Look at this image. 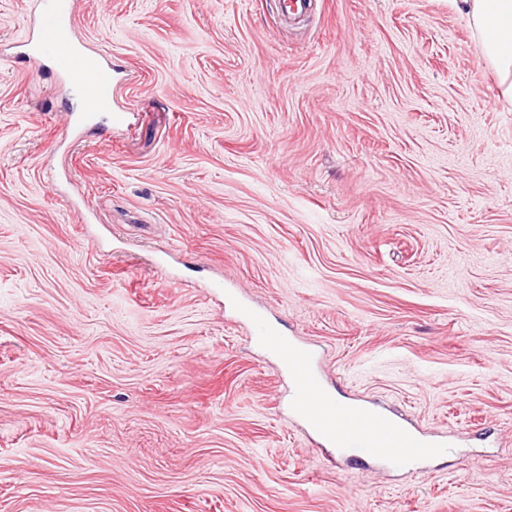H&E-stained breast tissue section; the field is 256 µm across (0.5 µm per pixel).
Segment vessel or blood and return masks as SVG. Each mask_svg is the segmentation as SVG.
Returning a JSON list of instances; mask_svg holds the SVG:
<instances>
[{"mask_svg":"<svg viewBox=\"0 0 512 512\" xmlns=\"http://www.w3.org/2000/svg\"><path fill=\"white\" fill-rule=\"evenodd\" d=\"M74 23L70 0H42L36 38L30 56L50 57L57 71L69 80L81 97L86 117L111 110L112 74L97 58L76 50L69 35ZM239 319L260 336L268 351L290 358L291 400L296 409L327 417L343 412L336 430L323 432L328 444L340 448L348 464L366 465L377 460L393 472H405L426 460L430 442L416 430L388 414L369 407L345 408L336 403L325 389L316 365V353L302 347L299 357H292L289 345L279 329L264 320L250 305L236 306Z\"/></svg>","mask_w":512,"mask_h":512,"instance_id":"b4317fda","label":"vessel or blood"}]
</instances>
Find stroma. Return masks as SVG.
Masks as SVG:
<instances>
[{"instance_id": "obj_1", "label": "stroma", "mask_w": 512, "mask_h": 512, "mask_svg": "<svg viewBox=\"0 0 512 512\" xmlns=\"http://www.w3.org/2000/svg\"><path fill=\"white\" fill-rule=\"evenodd\" d=\"M277 3L74 0L83 126L0 0V512H512V105L451 0ZM237 300L445 455L337 466Z\"/></svg>"}]
</instances>
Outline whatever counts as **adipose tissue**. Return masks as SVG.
<instances>
[{
    "mask_svg": "<svg viewBox=\"0 0 512 512\" xmlns=\"http://www.w3.org/2000/svg\"><path fill=\"white\" fill-rule=\"evenodd\" d=\"M497 75L500 97L512 104V0H453Z\"/></svg>",
    "mask_w": 512,
    "mask_h": 512,
    "instance_id": "1",
    "label": "adipose tissue"
}]
</instances>
